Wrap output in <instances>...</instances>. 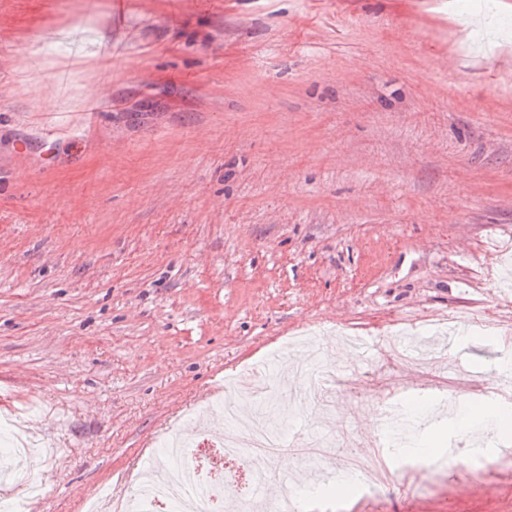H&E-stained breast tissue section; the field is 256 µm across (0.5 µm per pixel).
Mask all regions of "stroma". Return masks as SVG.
I'll return each mask as SVG.
<instances>
[{
    "label": "stroma",
    "instance_id": "1",
    "mask_svg": "<svg viewBox=\"0 0 512 512\" xmlns=\"http://www.w3.org/2000/svg\"><path fill=\"white\" fill-rule=\"evenodd\" d=\"M512 37V0H0V396L50 443L22 512H115L221 387L317 332L371 337L327 410L287 432L363 434L345 377L461 323L442 371L512 376L484 312L512 291V68L456 40ZM41 33L35 52L27 40ZM112 44L102 61L96 46ZM104 110L80 124L89 97ZM403 401L391 469L362 496L348 454L301 512H512V432Z\"/></svg>",
    "mask_w": 512,
    "mask_h": 512
}]
</instances>
